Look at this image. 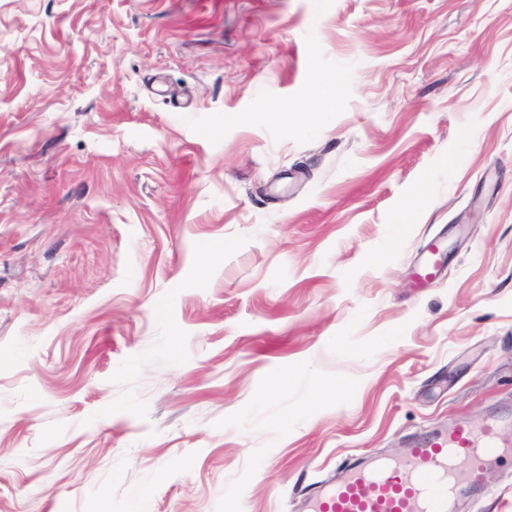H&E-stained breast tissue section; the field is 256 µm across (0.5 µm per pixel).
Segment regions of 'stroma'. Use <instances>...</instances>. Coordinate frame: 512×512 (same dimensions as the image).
<instances>
[{"mask_svg":"<svg viewBox=\"0 0 512 512\" xmlns=\"http://www.w3.org/2000/svg\"><path fill=\"white\" fill-rule=\"evenodd\" d=\"M492 413L512 0H0V512H302Z\"/></svg>","mask_w":512,"mask_h":512,"instance_id":"obj_1","label":"stroma"}]
</instances>
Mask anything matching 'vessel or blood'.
Instances as JSON below:
<instances>
[{
	"label": "vessel or blood",
	"instance_id": "1",
	"mask_svg": "<svg viewBox=\"0 0 512 512\" xmlns=\"http://www.w3.org/2000/svg\"><path fill=\"white\" fill-rule=\"evenodd\" d=\"M500 421L482 428L462 424L427 433L399 458H374L341 468L336 480L307 500V512H452L467 490H483L491 463L508 453Z\"/></svg>",
	"mask_w": 512,
	"mask_h": 512
}]
</instances>
